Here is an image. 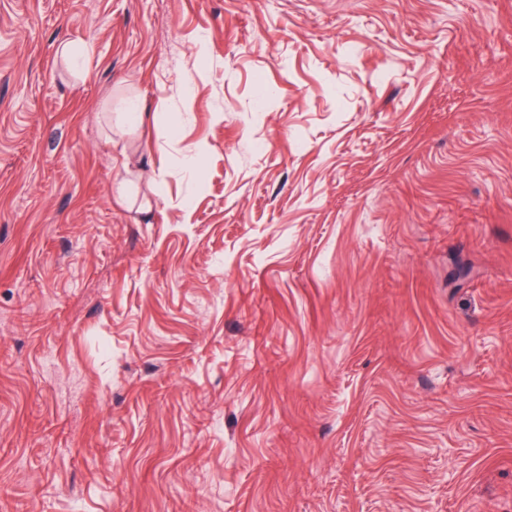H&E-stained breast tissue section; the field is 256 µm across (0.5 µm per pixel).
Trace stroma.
I'll list each match as a JSON object with an SVG mask.
<instances>
[{"label": "stroma", "mask_w": 512, "mask_h": 512, "mask_svg": "<svg viewBox=\"0 0 512 512\" xmlns=\"http://www.w3.org/2000/svg\"><path fill=\"white\" fill-rule=\"evenodd\" d=\"M0 512H512V0H0Z\"/></svg>", "instance_id": "obj_1"}]
</instances>
